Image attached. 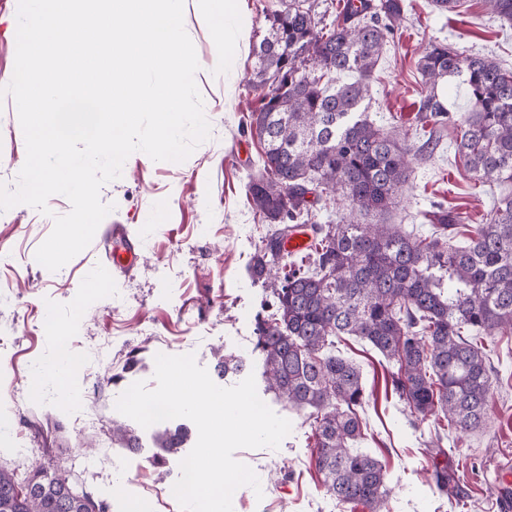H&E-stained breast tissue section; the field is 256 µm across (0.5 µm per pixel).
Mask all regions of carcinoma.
I'll return each mask as SVG.
<instances>
[{"mask_svg":"<svg viewBox=\"0 0 512 512\" xmlns=\"http://www.w3.org/2000/svg\"><path fill=\"white\" fill-rule=\"evenodd\" d=\"M486 3L512 24V0ZM266 18L268 33L252 49L251 81L261 108L250 130L263 145L262 165L249 176L246 196L268 224L250 277L270 290L272 302L258 319L254 348L264 358L267 389L313 418L327 492L352 512H390L389 472L354 447L361 437L356 409L366 395L360 368L336 356V339L364 340L396 367L392 392L412 416L441 417L461 433L481 428L492 379L474 339L512 329V193L496 201L464 247L443 232L413 237L386 223L410 180L409 136L370 121L362 106L388 35L404 20L403 0H340L329 22L310 0H280ZM418 70L427 93L417 123L436 128L452 119L437 88L463 78L471 109L457 118L458 154L474 180L512 183V71L444 43L427 48ZM338 190L348 216L312 225L311 252L288 251L295 227ZM368 215L377 222H363ZM246 366L226 353L220 370L237 374ZM156 439L171 452L182 443L167 428ZM443 439L438 433L431 443L432 479L458 506ZM0 512H107V505L61 471L34 470L21 484L0 466Z\"/></svg>","mask_w":512,"mask_h":512,"instance_id":"cac0c4a2","label":"carcinoma"}]
</instances>
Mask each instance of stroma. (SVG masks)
I'll return each instance as SVG.
<instances>
[{"label":"stroma","mask_w":512,"mask_h":512,"mask_svg":"<svg viewBox=\"0 0 512 512\" xmlns=\"http://www.w3.org/2000/svg\"><path fill=\"white\" fill-rule=\"evenodd\" d=\"M276 0H243L226 34L207 26L205 0H184V27L199 69L195 81L211 135L181 163L131 154L122 175L103 186L100 198L111 212L91 244L58 271L35 258L51 233L54 216L69 212L64 196L48 200L49 214L19 204L11 223L0 224V464L18 478L32 470L67 471L72 480L109 506V512H182L172 493L183 455L198 431L181 425L187 440L177 453L162 455L154 428L142 427L115 408L136 381L155 387V357L194 354L222 387L241 375L221 376L217 363L232 351L257 376L256 389L292 429L279 448L240 449L234 457L256 473L260 490L244 487L232 498L233 512H343L315 469L316 437L311 420L297 415L266 392L262 358L254 350L256 319L269 294L253 282L248 265L267 226L255 214L245 185L256 173L263 146L246 122L260 99L248 85L252 48L267 34L266 9ZM405 19L394 33L371 82L367 115L384 127L414 126L426 90L418 59L426 47L447 43L466 54H489L512 69V26L493 18L483 0H461L441 14L431 0H404ZM18 0H0V87L13 72ZM225 42L226 65L214 60ZM461 130L450 123L435 132L433 151L416 155L410 185L388 218L404 232L429 235L432 214L445 208L461 221L447 232L466 245L470 225L485 223L493 204L512 192L507 184H479L456 150ZM26 146L12 97L0 101V182L15 187ZM123 225L138 260L114 273L108 286L90 290L105 235ZM68 336L74 356L86 369L70 368L55 351L58 335ZM494 369L491 409L483 429L448 444V472L457 481L464 508L437 497L430 484L432 458L425 445L438 429L434 419L411 417L388 382L392 369L374 348L346 336L336 353L363 370L367 401L358 413L362 438L357 446L394 475L391 512H498L497 473L512 467V333L486 337ZM68 374L66 387L54 382ZM138 438L136 448L113 442V423Z\"/></svg>","instance_id":"obj_1"}]
</instances>
